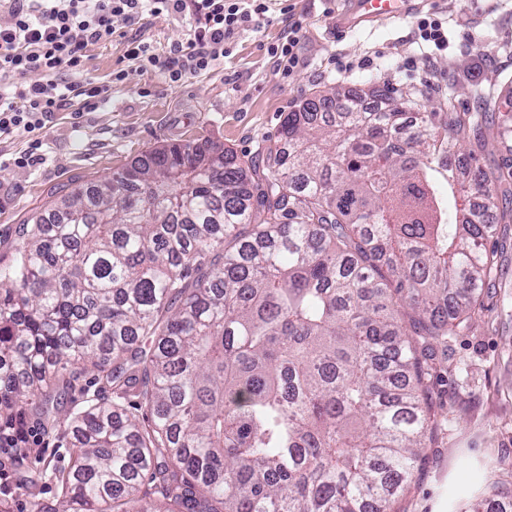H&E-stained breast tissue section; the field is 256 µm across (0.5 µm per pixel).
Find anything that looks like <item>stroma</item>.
I'll list each match as a JSON object with an SVG mask.
<instances>
[{
    "instance_id": "obj_1",
    "label": "stroma",
    "mask_w": 512,
    "mask_h": 512,
    "mask_svg": "<svg viewBox=\"0 0 512 512\" xmlns=\"http://www.w3.org/2000/svg\"><path fill=\"white\" fill-rule=\"evenodd\" d=\"M290 2L291 13L274 14L235 35L223 63L176 86L161 73L130 67L125 51L134 39L164 51L183 42L181 20L146 13L131 26L117 22L114 37L91 46L84 61L86 73L105 81L112 71L126 70L108 102L91 107L75 100L39 132L0 136V267L12 262L24 225L46 205L156 147L209 142L255 154L275 135L284 113L335 85L410 91L426 112H471L479 106L475 87L512 85V0H436L419 13L353 33L336 27L344 0ZM431 13L448 23V48L425 61L416 21ZM292 29L298 32L300 64L289 74L279 70L267 48ZM495 230L499 276L484 291L486 309L478 321L449 336L438 352L437 390L447 421L396 512H456L453 495L469 496L473 475L492 459L503 463L499 488L512 502V224ZM93 398L111 401L112 391L81 370L55 418L28 408L17 412L29 430L30 449L14 457L0 480V502L9 512L56 502L54 481L26 489L17 481L68 468L70 422Z\"/></svg>"
}]
</instances>
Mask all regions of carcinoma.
I'll return each mask as SVG.
<instances>
[{"label": "carcinoma", "instance_id": "obj_1", "mask_svg": "<svg viewBox=\"0 0 512 512\" xmlns=\"http://www.w3.org/2000/svg\"><path fill=\"white\" fill-rule=\"evenodd\" d=\"M477 95L315 93L251 157L166 144L38 213L0 268V414L52 418L80 363L112 403L75 417L61 500L33 512H394L445 421L436 348L512 222V163L457 159L485 112L512 135V94Z\"/></svg>", "mask_w": 512, "mask_h": 512}]
</instances>
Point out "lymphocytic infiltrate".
Masks as SVG:
<instances>
[{
  "label": "lymphocytic infiltrate",
  "instance_id": "obj_1",
  "mask_svg": "<svg viewBox=\"0 0 512 512\" xmlns=\"http://www.w3.org/2000/svg\"><path fill=\"white\" fill-rule=\"evenodd\" d=\"M273 0H0L9 20L0 25V135L42 129L72 99L105 102L110 84L84 73L89 46L111 38L116 21L143 13L175 15L188 38L169 52L149 41L130 42L126 58L143 72H161L171 84L211 70L236 34L266 19ZM39 82L25 83L27 73Z\"/></svg>",
  "mask_w": 512,
  "mask_h": 512
}]
</instances>
